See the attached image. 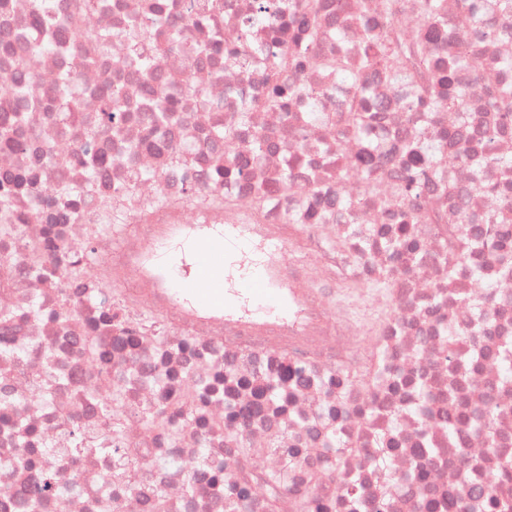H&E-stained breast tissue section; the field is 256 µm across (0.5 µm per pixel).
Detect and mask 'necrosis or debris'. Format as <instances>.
Instances as JSON below:
<instances>
[{
  "instance_id": "obj_1",
  "label": "necrosis or debris",
  "mask_w": 512,
  "mask_h": 512,
  "mask_svg": "<svg viewBox=\"0 0 512 512\" xmlns=\"http://www.w3.org/2000/svg\"><path fill=\"white\" fill-rule=\"evenodd\" d=\"M30 2L0 0V119L24 82L28 110L16 127L30 143L0 148V224L15 227L0 235V512H28L3 496L30 479L17 462L22 435L38 469L75 481L46 512H225L203 480L215 465L242 492L234 512H269L272 501L276 512H301L314 489L331 512H352L341 494L350 482L365 512H420V501L447 502L464 482L512 507V380L501 371L512 354V173L464 160L471 132L491 125L484 95L501 72L466 79L469 111H426L416 87L360 67L386 0H370L366 14L358 0H323L331 25L312 50L359 70L377 110L368 163L343 110L351 88L335 73L307 72V95L287 111L261 107L289 33L274 10L248 27L256 0H221L205 15L198 0H52L39 36L55 48L39 55ZM443 2L447 27L414 10L396 28L442 63L452 46L512 53V41L476 32L460 0ZM134 19L142 49L178 36L156 80L130 53ZM256 40L268 53L245 56ZM89 51L93 65L67 81ZM199 74L201 91L188 93ZM118 84L127 119L114 133L100 115ZM63 90L78 122L58 118ZM160 96L175 110L159 129L151 104ZM242 109L248 124L213 142L211 129ZM431 128L450 140L424 168L425 208L396 184L404 144ZM257 133L267 140L260 153ZM287 165L294 185L283 192ZM8 173L26 179L10 183ZM339 197L348 208L334 206ZM468 218L482 241L458 235ZM197 229L230 244L228 271H262L296 309L283 317L239 299L218 312L184 303L149 258ZM396 231L416 259L394 261ZM382 356L394 370L386 384L376 376ZM161 406L166 421L148 425ZM488 409L498 424L477 430ZM72 424L89 448L76 457L66 450ZM114 447L143 466L133 491L110 479ZM292 457L300 465L290 471ZM186 469L201 477L191 497Z\"/></svg>"
}]
</instances>
